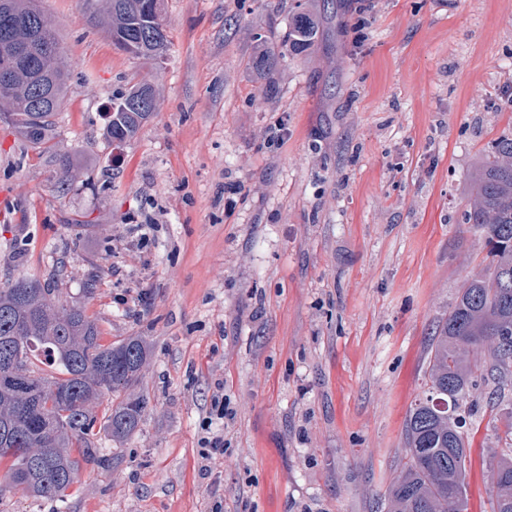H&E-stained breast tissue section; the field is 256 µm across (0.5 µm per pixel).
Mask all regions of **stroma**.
I'll return each mask as SVG.
<instances>
[{
  "instance_id": "stroma-1",
  "label": "stroma",
  "mask_w": 512,
  "mask_h": 512,
  "mask_svg": "<svg viewBox=\"0 0 512 512\" xmlns=\"http://www.w3.org/2000/svg\"><path fill=\"white\" fill-rule=\"evenodd\" d=\"M334 4L164 0L172 42L146 62L80 0H39L69 89L46 152L0 118V286L64 268L63 302L143 341L128 394L147 407L128 437L99 432L65 500L27 498L1 464L0 512H385L428 340L489 272L462 216L477 161L512 137V0ZM300 6L318 40L281 55ZM138 83L156 110L112 141ZM487 398L468 512H493L512 385ZM211 433L224 452L205 458ZM112 108L107 134L116 142L133 139L156 109L153 87L147 83L134 85L118 98Z\"/></svg>"
}]
</instances>
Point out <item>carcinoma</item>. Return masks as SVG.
<instances>
[{
  "label": "carcinoma",
  "mask_w": 512,
  "mask_h": 512,
  "mask_svg": "<svg viewBox=\"0 0 512 512\" xmlns=\"http://www.w3.org/2000/svg\"><path fill=\"white\" fill-rule=\"evenodd\" d=\"M97 27L123 52L145 60L165 57L171 41L163 0H82ZM320 24L314 13L295 12L283 39L292 56L315 44ZM21 63L0 69V114L45 151L52 117L66 102L69 75L58 34L37 0H0V63L4 50ZM275 53L261 51L255 69L269 74ZM156 109L153 87L134 85L112 108L107 134L133 139ZM464 223L478 231L492 266L468 280L430 339L421 395L406 415V461L386 491L387 512H466V398L482 383L498 385L490 403L502 399L512 373V138L495 140L476 167ZM490 342L485 360L475 349ZM143 343L135 338L101 343L97 322L59 299L51 282L21 277L0 287V462L9 465V485L37 500H62L77 482L78 459L96 436L95 406L111 405L103 426L111 436L132 434L145 410L142 398L121 394L140 378ZM44 359L51 370L34 369ZM491 494L496 512H512V448L493 452Z\"/></svg>",
  "instance_id": "cac0c4a2"
}]
</instances>
